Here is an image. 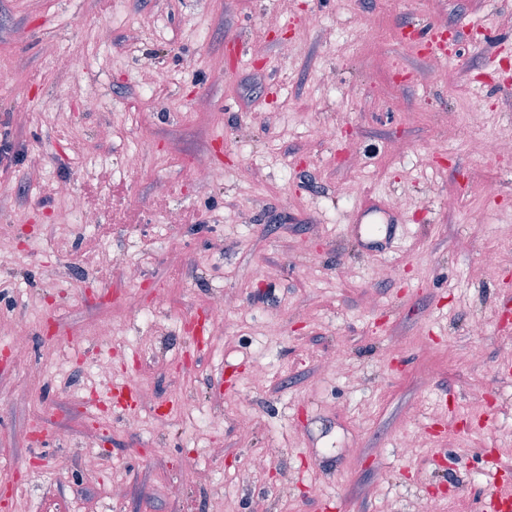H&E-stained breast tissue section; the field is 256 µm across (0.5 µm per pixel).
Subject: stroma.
I'll use <instances>...</instances> for the list:
<instances>
[{"instance_id": "35a3bbf8", "label": "stroma", "mask_w": 512, "mask_h": 512, "mask_svg": "<svg viewBox=\"0 0 512 512\" xmlns=\"http://www.w3.org/2000/svg\"><path fill=\"white\" fill-rule=\"evenodd\" d=\"M408 20L446 25L450 71L402 43ZM98 27L112 39L85 71L52 69L48 48L83 50ZM158 68L170 81L152 91ZM1 70L15 80L0 91V238L16 257L0 263V318L30 349L0 345V512H318L314 484L343 512L432 495L480 512L492 485L512 487V155L476 147L512 138V0H0ZM106 126L136 142L133 172L100 163ZM77 133L98 150L82 163ZM205 159L224 177L199 187ZM50 180L100 214L60 251ZM368 200L399 224L374 255L354 239ZM168 210L197 221L161 223ZM104 246L131 252L135 279L84 267ZM160 290L164 309L140 318ZM219 291L224 323L197 351L183 320ZM130 381L142 399L106 410ZM183 398L199 413L177 414Z\"/></svg>"}]
</instances>
